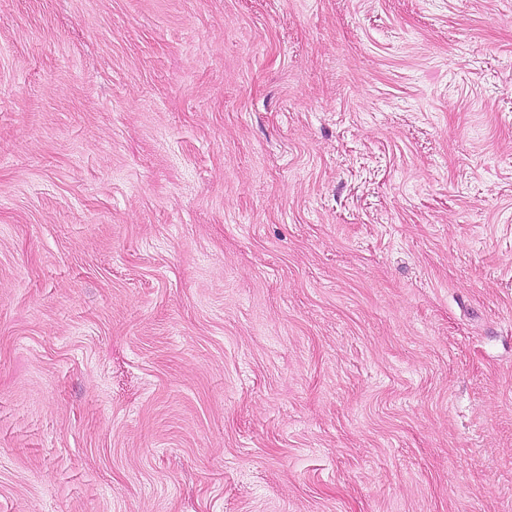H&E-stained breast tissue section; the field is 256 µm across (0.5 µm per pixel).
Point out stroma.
<instances>
[{
	"instance_id": "stroma-1",
	"label": "stroma",
	"mask_w": 512,
	"mask_h": 512,
	"mask_svg": "<svg viewBox=\"0 0 512 512\" xmlns=\"http://www.w3.org/2000/svg\"><path fill=\"white\" fill-rule=\"evenodd\" d=\"M0 512H512V0H0Z\"/></svg>"
}]
</instances>
